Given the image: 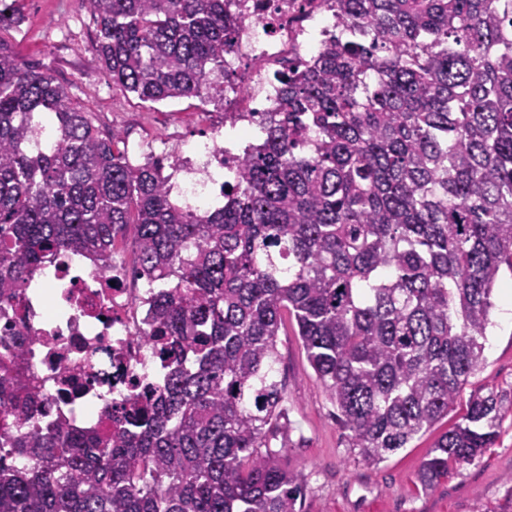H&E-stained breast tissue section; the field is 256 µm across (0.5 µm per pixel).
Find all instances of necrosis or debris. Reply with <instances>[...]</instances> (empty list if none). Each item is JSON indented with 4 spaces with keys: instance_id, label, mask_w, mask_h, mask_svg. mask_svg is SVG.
Segmentation results:
<instances>
[{
    "instance_id": "4bbe7bcc",
    "label": "necrosis or debris",
    "mask_w": 512,
    "mask_h": 512,
    "mask_svg": "<svg viewBox=\"0 0 512 512\" xmlns=\"http://www.w3.org/2000/svg\"><path fill=\"white\" fill-rule=\"evenodd\" d=\"M243 22L232 61L250 62L247 104L225 111L230 140L177 143L178 193L207 211L222 193V178L256 137L257 113L275 108L279 76L293 57H312L336 20L324 0H233ZM152 289L142 288L122 256L106 271L84 257L59 255L25 288L21 333L33 344L19 364L34 376L46 418L76 429L109 425L108 411H124L143 385L161 386L166 369L146 334Z\"/></svg>"
}]
</instances>
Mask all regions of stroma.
Segmentation results:
<instances>
[{"label":"stroma","instance_id":"stroma-1","mask_svg":"<svg viewBox=\"0 0 512 512\" xmlns=\"http://www.w3.org/2000/svg\"><path fill=\"white\" fill-rule=\"evenodd\" d=\"M23 14L21 25L0 33V39L21 62L41 66L65 85L95 129L125 132L133 163L144 153L164 151L172 130L197 140L223 120L222 106L195 98L147 106L113 89L92 49L95 24L85 0H23ZM510 287L506 277L494 291L485 361L457 401L465 406L477 390L504 396L500 436L477 462L452 470L428 492L417 486L416 476L434 434L415 439L379 465L363 463L336 422V409L307 361L294 321H287L278 338L288 401L282 464L305 485L300 512H512V309L505 296Z\"/></svg>","mask_w":512,"mask_h":512}]
</instances>
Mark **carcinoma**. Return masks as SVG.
Wrapping results in <instances>:
<instances>
[{
  "mask_svg": "<svg viewBox=\"0 0 512 512\" xmlns=\"http://www.w3.org/2000/svg\"><path fill=\"white\" fill-rule=\"evenodd\" d=\"M112 86L143 103L224 102L231 0H86ZM336 34L281 81L224 204L197 213L134 165L66 87L0 40V316L44 263L99 270L133 236L158 290L148 335L167 386L115 430L37 425L32 340L4 331L0 512H297L272 440L288 414L277 336L307 360L361 460L448 417L485 361L493 291L512 274V0H333ZM22 0H0V30ZM477 392L418 471L430 490L499 437Z\"/></svg>",
  "mask_w": 512,
  "mask_h": 512,
  "instance_id": "obj_1",
  "label": "carcinoma"
}]
</instances>
